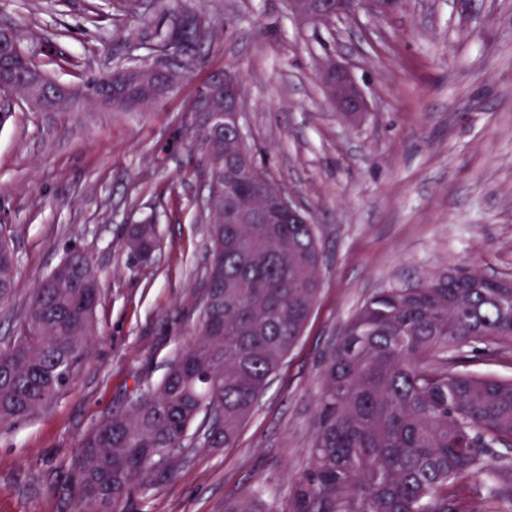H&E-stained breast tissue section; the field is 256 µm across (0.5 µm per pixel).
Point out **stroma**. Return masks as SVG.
<instances>
[{
	"instance_id": "stroma-1",
	"label": "stroma",
	"mask_w": 512,
	"mask_h": 512,
	"mask_svg": "<svg viewBox=\"0 0 512 512\" xmlns=\"http://www.w3.org/2000/svg\"><path fill=\"white\" fill-rule=\"evenodd\" d=\"M191 5L216 35L148 109L79 98L44 112L0 98V233L17 260L0 350L72 250L91 256L101 293L90 355L68 388L0 427V512H81L68 481L85 435L158 383L197 330L208 188L182 118L214 72H240L248 142L311 215L326 260L302 336L232 446L201 449L139 494L135 512H224L254 491L283 512L309 461L324 363L363 303L451 268L512 278V0H400L330 31L302 25L288 0ZM167 20L165 0H0V23L70 86L154 59ZM330 61L365 92L361 118L329 103L320 70ZM147 218L159 245L136 266L125 230Z\"/></svg>"
}]
</instances>
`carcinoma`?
Listing matches in <instances>:
<instances>
[{
  "label": "carcinoma",
  "mask_w": 512,
  "mask_h": 512,
  "mask_svg": "<svg viewBox=\"0 0 512 512\" xmlns=\"http://www.w3.org/2000/svg\"><path fill=\"white\" fill-rule=\"evenodd\" d=\"M184 49L213 39L208 17L181 5L157 33L176 28ZM109 74L62 91L100 98ZM14 90L27 99L54 94L29 79ZM131 82L112 106L142 100ZM198 172L209 185L210 263L195 336L169 361L156 385L84 437L69 490L85 512H130L134 494L168 483L201 448L230 446L308 323L325 255L317 228L242 220L225 183L259 167L251 149L212 130ZM278 188L265 175L253 196L261 207ZM153 221L130 227L135 257L154 244ZM15 257L0 237V301L15 284ZM99 283L91 258L75 251L54 283L33 292L14 343L0 352V426L50 405L72 382L89 350ZM512 345V287L507 279L450 270L409 287L372 295L349 321L323 371L310 462L294 478L284 512H512V378L469 369L465 354ZM488 475L484 494L468 481ZM224 512H269L262 502L232 500Z\"/></svg>",
  "instance_id": "cac0c4a2"
}]
</instances>
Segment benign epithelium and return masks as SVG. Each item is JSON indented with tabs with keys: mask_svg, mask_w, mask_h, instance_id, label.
Returning a JSON list of instances; mask_svg holds the SVG:
<instances>
[{
	"mask_svg": "<svg viewBox=\"0 0 512 512\" xmlns=\"http://www.w3.org/2000/svg\"><path fill=\"white\" fill-rule=\"evenodd\" d=\"M398 4V0H288L291 11L304 22L320 21L331 27L340 19H351L360 10H388ZM160 62L149 70L135 65L125 71V75L116 79L112 86H106L100 94L105 99L112 98V91L120 90L122 84L131 76L146 78L151 81L152 88L158 93H167L172 84L169 69L174 66L173 51H159ZM323 80L328 97L340 112H345L357 119L367 110V102L362 90L354 82L347 67L335 63L326 66ZM243 101L241 83L234 71L212 75L206 88L196 96L193 106L186 110L184 127L199 130L203 126L227 124L235 129L241 142L247 141L241 121ZM300 207L284 191H280L260 212L249 211L246 218L251 220L270 221L276 224H288Z\"/></svg>",
	"mask_w": 512,
	"mask_h": 512,
	"instance_id": "7a95c632",
	"label": "benign epithelium"
}]
</instances>
